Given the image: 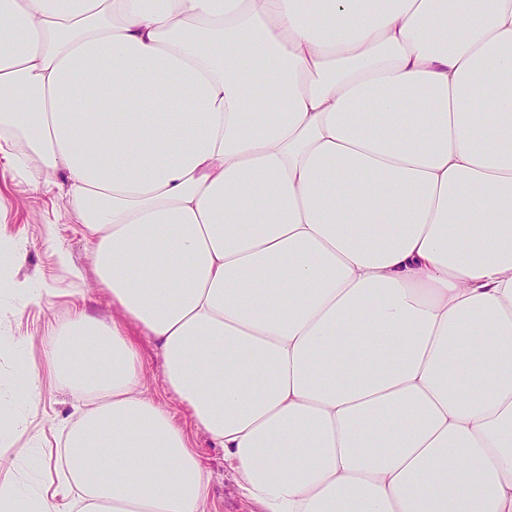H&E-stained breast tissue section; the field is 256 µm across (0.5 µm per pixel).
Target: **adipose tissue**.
Listing matches in <instances>:
<instances>
[{
    "mask_svg": "<svg viewBox=\"0 0 512 512\" xmlns=\"http://www.w3.org/2000/svg\"><path fill=\"white\" fill-rule=\"evenodd\" d=\"M0 161L118 312L12 345L1 443L85 408L0 512H205L141 335L257 512H512V0H0ZM44 398L37 417L30 423L27 430L17 435L13 443L12 455L17 461L23 460L33 466L36 454L32 448V437L43 435L54 445L53 432L56 425L76 419L75 400L68 391L54 387L43 376Z\"/></svg>",
    "mask_w": 512,
    "mask_h": 512,
    "instance_id": "adipose-tissue-1",
    "label": "adipose tissue"
}]
</instances>
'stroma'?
<instances>
[{"instance_id":"35a3bbf8","label":"stroma","mask_w":512,"mask_h":512,"mask_svg":"<svg viewBox=\"0 0 512 512\" xmlns=\"http://www.w3.org/2000/svg\"><path fill=\"white\" fill-rule=\"evenodd\" d=\"M0 226L16 235L21 251L13 276L53 289L39 307L0 306V336L23 340L29 363L40 369L51 327L67 322L80 309L101 319L111 318L112 304L97 282L79 221L58 192L34 191L25 178L0 167ZM59 245L69 253V267L56 262ZM140 350L148 393L178 418H185L183 407L166 387L160 355L145 339ZM75 418L72 395L45 384L37 417L14 439L13 457L34 462L33 437H52L56 425ZM189 434L213 474L206 512H254L253 504L241 495L234 474L224 465L223 449L213 446L200 430L190 429Z\"/></svg>"}]
</instances>
